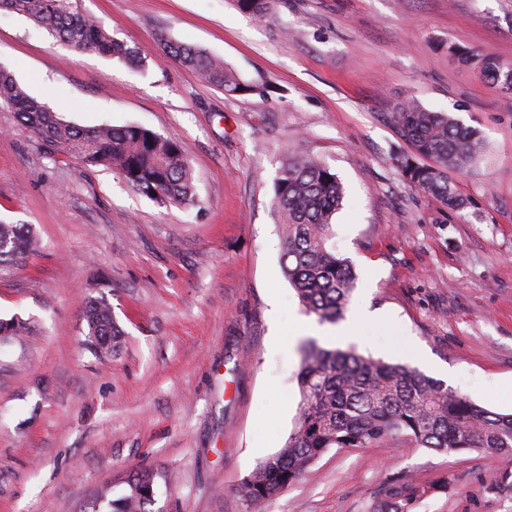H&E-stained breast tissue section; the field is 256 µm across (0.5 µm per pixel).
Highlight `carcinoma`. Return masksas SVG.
<instances>
[{
	"mask_svg": "<svg viewBox=\"0 0 512 512\" xmlns=\"http://www.w3.org/2000/svg\"><path fill=\"white\" fill-rule=\"evenodd\" d=\"M237 9L267 17L277 0H233ZM0 10L21 14L79 52H97L128 61L139 53L112 38L84 14L79 0H0ZM458 58L479 70L486 83L512 90V67L489 55L454 46ZM167 52L193 69L206 83L237 95L250 90L223 60L182 43ZM0 101L11 106L21 126L57 153L88 165L118 168L141 193L189 205L194 187L187 148L136 124L104 123L82 128L29 95L7 70L0 69ZM389 121L411 152L392 157L402 179L459 211L468 205L448 179V172L476 170L484 150L481 136L444 112H428L415 101L396 105ZM429 159L432 164H424ZM343 187L330 167L300 152L285 157L275 180L273 205L284 225L282 269L305 311L321 322L341 319L356 276L349 261L329 245L332 220L341 208ZM36 239L28 224L0 223V275L32 254ZM88 342L95 350L116 348L122 335L111 306L85 303ZM297 373L300 402L295 423L282 448L260 461L238 489L247 502L265 501L297 481L330 448H388L401 441L438 453L482 452L512 458V414L491 411L448 388L410 364L366 356L354 347L325 348L314 339L300 345ZM128 491L108 499L105 489L87 512H148L154 477L134 472ZM491 492H512V469L492 473ZM425 495L409 481L394 483L372 512H415Z\"/></svg>",
	"mask_w": 512,
	"mask_h": 512,
	"instance_id": "obj_1",
	"label": "carcinoma"
}]
</instances>
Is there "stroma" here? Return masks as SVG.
Masks as SVG:
<instances>
[{
    "label": "stroma",
    "mask_w": 512,
    "mask_h": 512,
    "mask_svg": "<svg viewBox=\"0 0 512 512\" xmlns=\"http://www.w3.org/2000/svg\"><path fill=\"white\" fill-rule=\"evenodd\" d=\"M138 63L77 52L0 12V66L80 127L135 123L189 151L196 201L147 197L116 168L55 153L0 107V221L37 252L0 276V512H83L128 475L154 477L152 512H370L388 483L425 489L419 512H512L491 493L504 460L477 451L329 449L277 497L237 490L297 414L306 314L281 266L272 211L288 151L344 187L331 242L353 266L346 344L417 366L512 412V91L449 46L512 66V0H281L273 17L230 0H81ZM222 57L267 94L229 96L166 54ZM418 101L478 130L487 156L451 174L448 210L392 163L388 115ZM108 302L117 350L87 344L85 302Z\"/></svg>",
    "instance_id": "35a3bbf8"
}]
</instances>
